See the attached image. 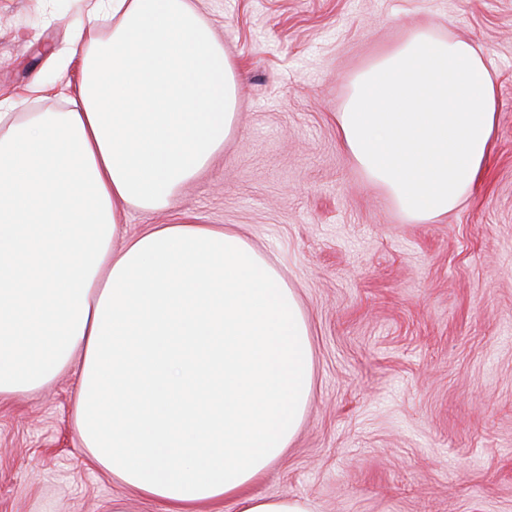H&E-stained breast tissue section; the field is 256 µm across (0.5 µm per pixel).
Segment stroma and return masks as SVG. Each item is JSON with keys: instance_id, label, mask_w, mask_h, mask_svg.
<instances>
[{"instance_id": "stroma-1", "label": "stroma", "mask_w": 512, "mask_h": 512, "mask_svg": "<svg viewBox=\"0 0 512 512\" xmlns=\"http://www.w3.org/2000/svg\"><path fill=\"white\" fill-rule=\"evenodd\" d=\"M237 69L235 127L168 208L244 235L309 319L314 389L254 493L312 512H512V0H194ZM88 0H0V96L69 109ZM428 28L476 44L497 86L492 154L448 214L410 221L341 145L355 77ZM47 85L36 94V81ZM78 366L0 399V512H167L100 469Z\"/></svg>"}]
</instances>
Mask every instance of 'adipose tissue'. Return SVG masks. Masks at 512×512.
I'll return each mask as SVG.
<instances>
[{
    "label": "adipose tissue",
    "instance_id": "obj_1",
    "mask_svg": "<svg viewBox=\"0 0 512 512\" xmlns=\"http://www.w3.org/2000/svg\"><path fill=\"white\" fill-rule=\"evenodd\" d=\"M71 50L83 74L70 111L0 100V398L80 359L75 425L109 475L169 512L224 500L311 512L249 491L312 396L293 289L221 226L156 224L112 248L127 207L168 206L223 146L232 63L192 0H90ZM496 118L481 49L421 29L357 76L336 132L371 182L427 222L481 178Z\"/></svg>",
    "mask_w": 512,
    "mask_h": 512
}]
</instances>
